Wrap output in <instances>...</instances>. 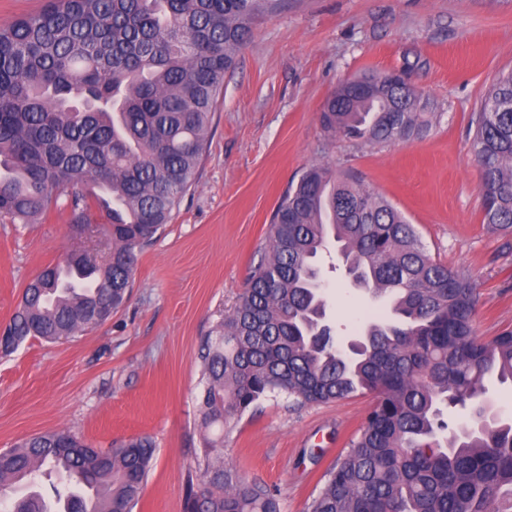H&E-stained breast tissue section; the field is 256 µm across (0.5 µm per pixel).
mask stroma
<instances>
[{"label": "stroma", "mask_w": 512, "mask_h": 512, "mask_svg": "<svg viewBox=\"0 0 512 512\" xmlns=\"http://www.w3.org/2000/svg\"><path fill=\"white\" fill-rule=\"evenodd\" d=\"M384 70L429 98L427 132L379 144L328 137L325 100ZM511 70L512 0H286L256 18L224 79L199 179L139 255L127 303L69 340L0 356V450L59 429L103 451L150 436L155 462L135 512H184L202 438L200 338L235 306L283 192L318 163L357 174L414 224L434 260L475 280L477 336L512 329V234L483 222L471 149L475 113ZM68 224L64 208L27 226L0 217V324L45 265L74 251L107 255L102 234L75 237ZM320 266L328 317L352 338L383 303L353 285L336 250ZM371 402L265 399L225 424L224 461L274 487L282 512H306Z\"/></svg>", "instance_id": "obj_1"}]
</instances>
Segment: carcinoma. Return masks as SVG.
<instances>
[{"mask_svg":"<svg viewBox=\"0 0 512 512\" xmlns=\"http://www.w3.org/2000/svg\"><path fill=\"white\" fill-rule=\"evenodd\" d=\"M278 0H48L0 27V214L70 224L105 214L101 263L72 252L25 286L13 345L57 342L101 325L132 286L138 254L170 223L208 151L212 112L251 20ZM429 102L394 72L343 82L319 112L332 138L406 140ZM475 124L483 221L512 232V72ZM334 244L389 314L336 355L317 287ZM478 292L436 262L405 216L350 173L306 169L281 197L268 248L231 314L198 351L202 448L186 512H281L277 490L224 466V422L270 396L292 407L373 395L349 449L307 512H512V420H487L486 381L512 384V331L476 336ZM453 411L472 412L457 426ZM155 454L137 437L104 453L67 430L0 453L7 512H133Z\"/></svg>","mask_w":512,"mask_h":512,"instance_id":"carcinoma-1","label":"carcinoma"}]
</instances>
